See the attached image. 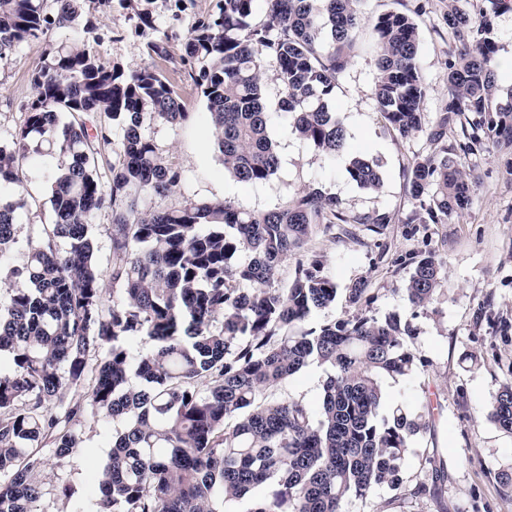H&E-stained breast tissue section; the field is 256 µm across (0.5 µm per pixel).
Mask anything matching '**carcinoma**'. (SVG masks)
<instances>
[{"mask_svg": "<svg viewBox=\"0 0 512 512\" xmlns=\"http://www.w3.org/2000/svg\"><path fill=\"white\" fill-rule=\"evenodd\" d=\"M256 0H222L198 18L182 61L210 115L224 169L238 181L264 182L279 168L270 134L263 59L280 87L277 106L294 132L327 157L346 131L330 102L348 67L364 15L362 0H267V20L251 23ZM112 0H0V62L31 41L48 43L31 74L35 95L23 124L0 142V512H38L45 494L41 451L58 459L82 447L76 422L87 415L122 424L98 485L95 512H224V502L275 483L251 512H343L350 495L388 489L399 497H439L447 481L435 452L418 449L431 482L411 486L406 455L430 421L396 404L384 409L382 383L416 362L414 329L395 313L305 328L311 313L336 304V282L312 252L286 288L273 287L288 256L305 248L316 224H389L387 212L349 217L341 203L310 187L284 206L247 212L230 201L144 212L143 195H165L181 181L141 132L144 117L188 118L177 87L162 73L127 75L87 45L53 46L56 29H96L93 11ZM448 33L459 49L448 60L447 93L429 133L437 150L406 169L414 208L407 224H446L467 207L472 180L448 156L446 130L458 126L464 152L512 140V103L496 101L489 24L448 0ZM374 95L384 119L403 136L421 129L427 94L418 65L419 32L399 9L379 15ZM123 137L112 140L113 123ZM52 155L53 220L28 240L21 267L5 259L26 206L20 167ZM111 178L103 180L100 166ZM347 174L369 193L383 185L380 164L354 156ZM109 210L116 300L107 306L91 234ZM445 282L432 254L416 262L403 293L415 308L431 304ZM348 302L370 308L365 281ZM147 337L134 357L127 343ZM107 352L96 364L92 354ZM311 362L328 369L322 403L311 412L268 392ZM141 379L133 386L130 371ZM491 419L512 433V382L492 403Z\"/></svg>", "mask_w": 512, "mask_h": 512, "instance_id": "obj_1", "label": "carcinoma"}]
</instances>
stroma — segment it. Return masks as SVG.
Segmentation results:
<instances>
[{
    "label": "stroma",
    "mask_w": 512,
    "mask_h": 512,
    "mask_svg": "<svg viewBox=\"0 0 512 512\" xmlns=\"http://www.w3.org/2000/svg\"><path fill=\"white\" fill-rule=\"evenodd\" d=\"M419 31L418 64L428 84L422 107V129L401 136L385 122L373 90L377 47L373 24L394 9V0H363L365 23L347 69L339 76L331 106L346 129L347 152L329 158L293 131L287 117L275 116L272 137L280 157L277 173L263 183L237 181L225 171L212 134L211 122L199 88L181 57L195 19L216 11L218 0H134L133 9L152 12L155 30L136 32L133 9L114 0L109 12L98 14L93 33L78 29L53 32L50 42L92 47L102 61L124 73L144 69L163 72L181 91L192 118L180 124L144 120L143 133L152 138L164 160L181 173L179 186L165 196L146 195V210L179 208L190 202L228 200L236 207L266 212L281 207L297 193L321 188L336 196L350 216L389 213L391 223L379 231L363 224L316 225L308 244L325 260V272L338 288L335 307L318 310L310 324L358 316L347 301V290L365 281L376 297L372 312L399 313L416 330L410 348L416 357L413 373L387 379L386 404L400 402L410 410H428L430 433L421 447L436 449L444 462L447 481L441 498L423 496L394 499L382 490L372 497H348L344 512H375L387 503V512H512V485L501 475L512 472V434L488 417V408L501 386L512 381V145L467 155L460 148L459 128L448 130V150L474 181L466 209L444 224H409L413 208L405 170L418 156L434 152L428 134L437 124L446 93L448 61L457 52L444 15L448 0H405ZM475 18H487L497 45L492 68L497 99H512V8L492 10L489 0H463ZM164 39L168 56L149 55L148 41ZM47 42V43H50ZM47 43L35 41L16 47L8 63L0 65V141H9L22 125L26 104L35 91L31 73ZM364 155L379 160L384 184L376 193L357 188L348 178V157ZM52 158L24 166L27 204L20 212L17 242L11 265H23L27 242L36 225L52 220L47 173ZM434 252L442 260L446 281L437 300L415 309L401 293L421 254ZM325 367L311 363L283 380L274 390L278 399L293 398L318 409ZM78 429L84 446L65 459L44 448L43 480L46 495L39 512H93L99 498L98 473L108 459L118 426L105 417H87Z\"/></svg>",
    "instance_id": "obj_1"
}]
</instances>
